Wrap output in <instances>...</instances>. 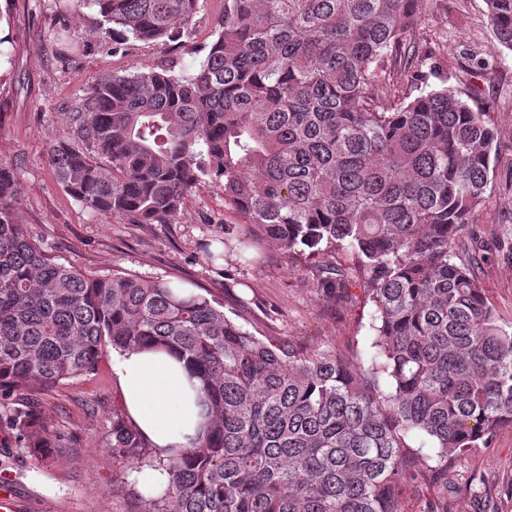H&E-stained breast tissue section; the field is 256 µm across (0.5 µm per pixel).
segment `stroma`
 Masks as SVG:
<instances>
[{
	"label": "stroma",
	"mask_w": 512,
	"mask_h": 512,
	"mask_svg": "<svg viewBox=\"0 0 512 512\" xmlns=\"http://www.w3.org/2000/svg\"><path fill=\"white\" fill-rule=\"evenodd\" d=\"M98 22L96 9H76L73 0H0V160L15 165L19 222L87 273L182 281L218 299L226 315L260 339L369 357L373 307L352 255L311 259L267 244L251 265L209 263L202 244L242 230L215 183L189 196L171 224L97 215L63 190L46 144L66 133L68 114L88 85L143 66L169 63L191 72L200 61L176 42L131 40L106 49ZM414 39L425 83L468 89L497 131L492 201L463 232L456 260L474 271L500 324L512 326V52L497 44L484 0H429ZM329 263L349 272L350 294L315 288ZM112 359L105 354L93 373L48 388L0 391V477L14 476L24 512H144L134 464L113 459L109 448L112 410L122 404ZM20 405L36 407L52 424L58 446L49 457L32 454L10 426V412ZM410 444L419 477L403 488L401 512H426L434 499L444 512H512V426L440 471L424 435Z\"/></svg>",
	"instance_id": "obj_1"
}]
</instances>
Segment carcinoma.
I'll list each match as a JSON object with an SVG mask.
<instances>
[{"label": "carcinoma", "mask_w": 512, "mask_h": 512, "mask_svg": "<svg viewBox=\"0 0 512 512\" xmlns=\"http://www.w3.org/2000/svg\"><path fill=\"white\" fill-rule=\"evenodd\" d=\"M199 0H77L99 40L191 38ZM427 0H224L192 73L143 67L90 85L69 137L49 144L58 183L93 213L170 224L201 184L224 188L244 229L207 259L270 242L356 258L374 307L370 348L304 352L264 341L223 305L168 280L90 275L17 221L14 165L0 162V391L90 374L102 356L178 350L205 393L198 442L167 458L112 409L115 459L167 472L144 512H400L415 478L411 434L440 467L512 425V329L457 239L490 203L497 139L461 87L410 97ZM512 51V0H485ZM339 267L316 287L343 293ZM28 448L56 447L23 406Z\"/></svg>", "instance_id": "1"}]
</instances>
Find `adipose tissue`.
Here are the masks:
<instances>
[{"label": "adipose tissue", "mask_w": 512, "mask_h": 512, "mask_svg": "<svg viewBox=\"0 0 512 512\" xmlns=\"http://www.w3.org/2000/svg\"><path fill=\"white\" fill-rule=\"evenodd\" d=\"M113 371L126 413L157 452L187 448L204 418L203 394L186 361L162 351L125 350Z\"/></svg>", "instance_id": "1"}]
</instances>
